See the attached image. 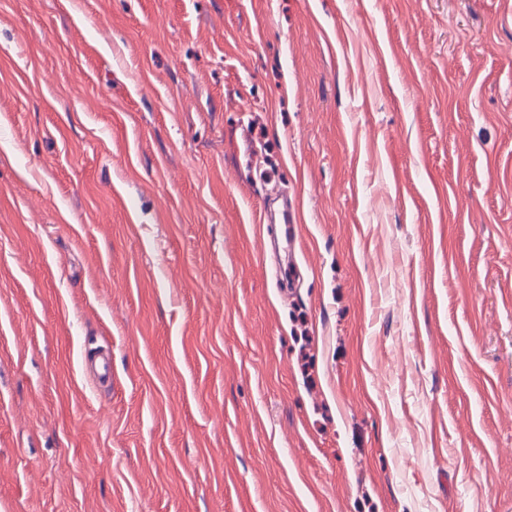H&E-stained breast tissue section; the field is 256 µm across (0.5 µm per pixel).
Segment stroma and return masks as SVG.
I'll return each mask as SVG.
<instances>
[{
  "mask_svg": "<svg viewBox=\"0 0 512 512\" xmlns=\"http://www.w3.org/2000/svg\"><path fill=\"white\" fill-rule=\"evenodd\" d=\"M0 512H512V0H0Z\"/></svg>",
  "mask_w": 512,
  "mask_h": 512,
  "instance_id": "1",
  "label": "stroma"
}]
</instances>
